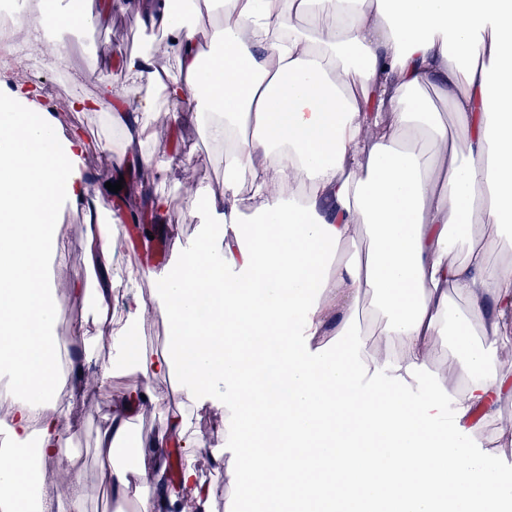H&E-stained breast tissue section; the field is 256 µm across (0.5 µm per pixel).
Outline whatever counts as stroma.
Wrapping results in <instances>:
<instances>
[{"mask_svg": "<svg viewBox=\"0 0 512 512\" xmlns=\"http://www.w3.org/2000/svg\"><path fill=\"white\" fill-rule=\"evenodd\" d=\"M85 10L93 14L90 27L76 32L71 39L69 68L59 71L44 67L40 51L28 52L24 63H17L14 55L0 49V92L7 91L20 83L35 84L41 89L45 106L64 137L81 135L88 145L84 154L86 174L92 175L100 189L101 202L114 217L123 219L128 213L127 205L120 194L106 189V182L114 181L115 174L110 167L109 154L138 155L158 147V134L164 133L168 122L166 113L156 112L151 117L154 138L139 143L127 144L120 132L112 134V151L104 153L98 146L102 137L103 115L99 112L62 111L57 107L59 100H72L93 96L97 91L98 77L111 80L113 93L126 98L132 93L147 96L146 88H135L124 78L121 65L125 58L144 48H151L158 68L176 73L178 66L173 49L167 38H153L138 29L133 21L136 0H123L122 6H108L107 0H81ZM171 147L179 162L166 175L161 190L166 195L168 207L159 215L149 217L148 223L155 230L154 236L144 235L132 225L123 227V243L119 254L123 262L159 271L175 264L178 254L174 241L183 245L192 244L200 235L205 220L195 209L190 193L191 187L204 186L213 191L224 189V171L213 163L218 151L217 145L204 135L200 124L190 122L176 132ZM88 221L86 213L64 203L59 207L57 250L46 260V276L52 294L63 311V318L54 326L53 333L65 341L67 353L82 351L83 345L73 333L74 324L90 319L89 302L78 282L87 275L86 245ZM109 356L108 344H101L89 364L84 365V381L95 385V406L87 410L72 399V382H64L58 391V407L69 410L71 419L80 426V434L74 442L75 450L67 465L50 464L41 475L42 482L53 483L50 499H58L68 485L70 473H79L84 485L85 512H118L119 505L95 490L97 429L101 417L107 413L113 400L120 397L130 384L129 378H116L112 383L99 385L97 368ZM184 412L193 431L207 435L210 453L201 454L196 467L200 478L209 488L211 497L207 512H225L227 477L223 460L215 459L213 449L224 446V412L212 402L203 401L188 405Z\"/></svg>", "mask_w": 512, "mask_h": 512, "instance_id": "1", "label": "stroma"}]
</instances>
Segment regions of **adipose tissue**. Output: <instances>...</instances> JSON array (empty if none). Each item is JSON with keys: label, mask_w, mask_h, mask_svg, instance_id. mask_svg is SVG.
<instances>
[{"label": "adipose tissue", "mask_w": 512, "mask_h": 512, "mask_svg": "<svg viewBox=\"0 0 512 512\" xmlns=\"http://www.w3.org/2000/svg\"><path fill=\"white\" fill-rule=\"evenodd\" d=\"M206 3L185 21L175 0H139L134 18L171 40L178 73L155 68L147 52L127 71L178 105L174 123H202L222 145L224 192L199 189L206 229L155 273L150 304L137 289L140 267H126V295L114 297L111 214L90 227L89 303L113 348L99 374L139 378L100 426L99 489L132 499L133 512H172L189 496L206 505L193 466L206 442L146 385L175 374L188 402H223L226 512L255 497L267 512L305 502L323 512H512V487L492 469L512 447V421L499 414L512 400V367L496 362L512 344V264L490 261L489 242L472 237L476 224L512 230V0ZM90 21L70 0H41L18 42L49 43L63 67L74 29ZM98 83L96 97L70 109L111 104V83ZM428 84L453 125L421 98ZM111 106L110 126L147 135L141 116L153 99ZM461 138L470 154L458 151ZM82 156L79 139L58 137L37 86L0 95V375L12 415L0 490L25 512H82L77 493L54 505L39 486L44 463L77 436L52 410L61 377L51 328L62 310L45 259L60 204L96 194ZM175 162L167 148L137 160L152 212L167 208L157 184ZM149 306L170 325L168 353L148 352L134 334ZM364 316L384 348L365 340ZM331 324L341 340L332 351L322 341ZM447 335L457 364L442 379L434 351ZM147 395L162 429L137 442L130 469L116 445ZM483 434L484 453L455 457ZM174 447L184 458L175 475Z\"/></svg>", "instance_id": "ef3b65f1"}]
</instances>
